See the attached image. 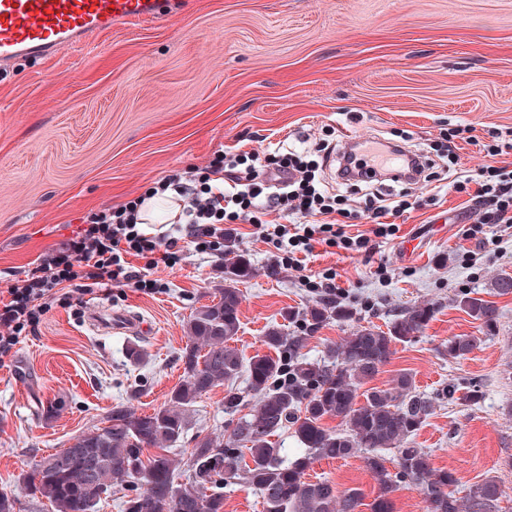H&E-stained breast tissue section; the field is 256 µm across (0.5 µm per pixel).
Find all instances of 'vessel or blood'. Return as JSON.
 <instances>
[{"label":"vessel or blood","instance_id":"1","mask_svg":"<svg viewBox=\"0 0 512 512\" xmlns=\"http://www.w3.org/2000/svg\"><path fill=\"white\" fill-rule=\"evenodd\" d=\"M165 14L163 0H0V68L22 57L48 59L121 24Z\"/></svg>","mask_w":512,"mask_h":512}]
</instances>
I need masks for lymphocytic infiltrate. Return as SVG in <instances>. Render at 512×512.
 <instances>
[{"label": "lymphocytic infiltrate", "instance_id": "lymphocytic-infiltrate-1", "mask_svg": "<svg viewBox=\"0 0 512 512\" xmlns=\"http://www.w3.org/2000/svg\"><path fill=\"white\" fill-rule=\"evenodd\" d=\"M318 151L315 159L280 144L262 156L219 151L190 177L166 176L148 190L152 196L172 191L181 200L173 227L162 235L142 226V197L90 211L69 239L11 284L6 298H0V361L11 356L21 337L37 329L46 306L66 288L78 287L84 295H106L115 286L129 284L145 293L156 292L161 283L154 278V269L179 264L180 242L185 238L196 251L219 255L233 235L232 224H249L259 237L275 242L282 264L299 269L316 246L359 252L370 249L372 238L395 235L397 225L385 217L405 209L406 200L391 206L377 192L361 213L345 208L338 196L322 189L319 179L320 171L332 161V149L323 144ZM335 164L337 177L347 183L355 182L358 168L405 186L430 180L431 161L420 152L414 153L408 168L377 170L361 156L349 165ZM471 187L476 190L478 211L469 237H476L486 224H512L511 166L491 162L451 184L457 192ZM274 213L288 216V223L271 221ZM357 216L372 224L371 234L347 233L349 220Z\"/></svg>", "mask_w": 512, "mask_h": 512}]
</instances>
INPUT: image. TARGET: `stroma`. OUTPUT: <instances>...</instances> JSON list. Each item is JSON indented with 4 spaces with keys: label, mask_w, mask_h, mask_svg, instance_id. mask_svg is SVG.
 Listing matches in <instances>:
<instances>
[{
    "label": "stroma",
    "mask_w": 512,
    "mask_h": 512,
    "mask_svg": "<svg viewBox=\"0 0 512 512\" xmlns=\"http://www.w3.org/2000/svg\"><path fill=\"white\" fill-rule=\"evenodd\" d=\"M459 125L471 134L456 142L460 172L481 167L482 145L512 128V0H191L173 19L132 23L49 60L20 59L0 71V292L89 211L205 167L216 151L262 155L283 139L340 152L358 135L402 137L417 150ZM475 212L467 194L413 189L398 238L351 257L316 249L302 271L276 265L274 244L239 225L233 248L255 274L239 285L234 345L248 359L265 353L268 326L300 330L321 298L306 278L326 268L353 317L314 332L308 358L357 327L384 328L408 307L434 306L373 384L391 388L409 373L436 399L412 446L455 474L459 495L497 480L498 510L512 512V295L492 294L496 278L512 274V228L488 224L468 237ZM155 276L157 293L120 286L106 298L75 292L52 303L0 363V493L15 497V512H48L21 490L35 464L116 404L152 413L182 380L189 316L219 298L224 260L188 243L181 265ZM465 291L496 301L493 334L456 306ZM93 306L137 314L147 328L103 331L89 320ZM456 336L477 339L457 360L444 353ZM133 342L145 352L138 364L126 357ZM225 392L198 399L189 439L170 458L185 462L193 436L230 431ZM306 477L359 489L358 512H371L376 484L360 456L315 461Z\"/></svg>",
    "instance_id": "stroma-1"
}]
</instances>
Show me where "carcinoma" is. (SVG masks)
Segmentation results:
<instances>
[{"label":"carcinoma","instance_id":"cac0c4a2","mask_svg":"<svg viewBox=\"0 0 512 512\" xmlns=\"http://www.w3.org/2000/svg\"><path fill=\"white\" fill-rule=\"evenodd\" d=\"M226 254L224 291L219 301L191 314L184 378L168 400L145 415L124 403L113 406L105 419L107 434L96 426L73 437L69 447L47 457L49 466L23 479L26 495L48 500L52 512H97L102 496L118 488L122 512H224V485L240 482L260 495L264 512H357L358 490L338 492L324 480L306 479V471L316 458L358 454L377 487L371 512H394V495L404 484L420 489L426 512H497L503 490L495 480H484L460 499L455 475L435 468L425 449L410 446L434 401L416 392L409 374H399L392 388L368 386L390 362L395 343H408L422 333L434 307H410L385 331L359 326L316 361L301 353L308 337L272 326L263 336L269 353L246 361L231 342L240 329L236 284L251 278L254 268L243 255L229 248ZM457 303L486 332L496 330V302L467 292ZM351 317L347 307L320 302L304 323L312 332L330 319ZM475 345L473 337H457L448 340L444 353L462 358ZM243 372L256 404L242 413L241 396L228 389L224 414L237 417L235 427L222 438L197 440L186 462L187 482L178 481V466L168 452L184 440L187 411ZM326 418L340 420V428L325 427ZM288 429L302 449L293 457L272 440ZM388 453L395 458L394 473L387 467Z\"/></svg>","mask_w":512,"mask_h":512}]
</instances>
